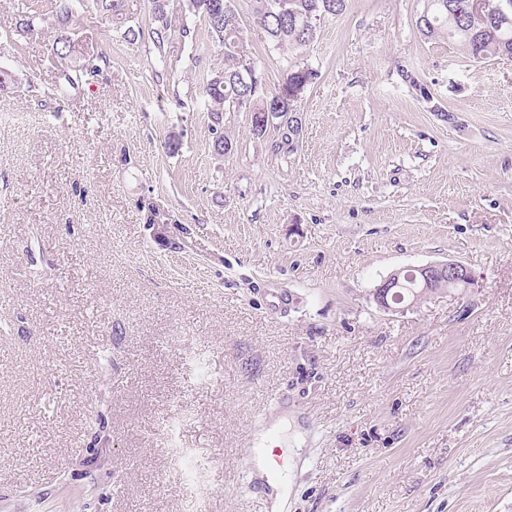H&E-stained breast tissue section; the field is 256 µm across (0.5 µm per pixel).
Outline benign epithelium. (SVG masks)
Wrapping results in <instances>:
<instances>
[{
    "instance_id": "benign-epithelium-1",
    "label": "benign epithelium",
    "mask_w": 512,
    "mask_h": 512,
    "mask_svg": "<svg viewBox=\"0 0 512 512\" xmlns=\"http://www.w3.org/2000/svg\"><path fill=\"white\" fill-rule=\"evenodd\" d=\"M468 14L475 26L495 23L500 26L512 22V0H467ZM417 280L419 288L428 290L448 284L453 290L459 286L469 288L476 283V276L467 265L453 260L431 262L425 265L395 271L384 278L373 290L374 302L384 310L395 309L402 275Z\"/></svg>"
}]
</instances>
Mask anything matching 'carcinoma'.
<instances>
[{"label": "carcinoma", "instance_id": "obj_1", "mask_svg": "<svg viewBox=\"0 0 512 512\" xmlns=\"http://www.w3.org/2000/svg\"><path fill=\"white\" fill-rule=\"evenodd\" d=\"M127 0H96L98 7L117 19L126 14ZM272 0H255L254 16L269 41L275 46L288 48H305L311 45L316 36L306 30L304 21L330 9L339 14L346 8V0H284L294 8L297 17L287 13L270 17L267 6ZM170 0H151L152 44L158 52L162 51L167 32L170 29ZM188 8L193 14H201L208 23V33L212 46L224 53V67L214 71L203 87V93L210 102L211 146L216 155H224V145L232 144L231 139L222 134L224 131V113L230 111V105L240 96H246L242 106L251 109L252 131L256 135L264 133L268 123H259L258 115L267 108L266 97L258 93H247V86L240 82V51L236 49L234 40L242 32L244 25L233 7L232 0H188ZM425 10L435 29L428 31L425 37L430 40L447 38L463 46L472 58L481 55L487 59L512 60V24L502 27L487 37L474 38L468 21L458 18L454 27H448V0H426ZM54 53L60 60L61 75L70 86L76 85L81 76L95 75L99 68L91 63L72 70L68 61L76 55V43L66 34L60 35L55 41ZM317 74L309 68H301L287 74L284 82L275 92L280 96L287 88L300 82H313Z\"/></svg>", "mask_w": 512, "mask_h": 512}]
</instances>
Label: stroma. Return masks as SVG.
<instances>
[{
  "label": "stroma",
  "instance_id": "obj_1",
  "mask_svg": "<svg viewBox=\"0 0 512 512\" xmlns=\"http://www.w3.org/2000/svg\"><path fill=\"white\" fill-rule=\"evenodd\" d=\"M67 3L0 0V113L33 115L0 123V512H257L237 475L279 390L288 512H512V60L424 39L425 0H347L299 50L233 0L264 93L317 77L292 145L243 109L220 157L203 18L171 0L159 53L148 0L135 42L78 0L99 73L64 88ZM448 259L477 285L373 302Z\"/></svg>",
  "mask_w": 512,
  "mask_h": 512
}]
</instances>
